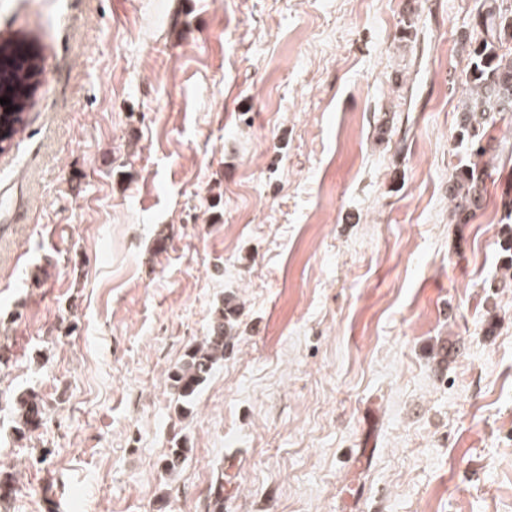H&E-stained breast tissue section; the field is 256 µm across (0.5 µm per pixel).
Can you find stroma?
<instances>
[{"mask_svg":"<svg viewBox=\"0 0 512 512\" xmlns=\"http://www.w3.org/2000/svg\"><path fill=\"white\" fill-rule=\"evenodd\" d=\"M478 5L0 0L48 75L0 153V390L46 402L22 444L0 410L10 512H206L231 460L232 512H512L511 112L448 213ZM224 329L223 302L207 336L193 346L185 358L168 373L167 379L178 396L182 411L193 404L214 368L224 361V348L228 339Z\"/></svg>","mask_w":512,"mask_h":512,"instance_id":"1","label":"stroma"}]
</instances>
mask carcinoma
<instances>
[{
  "instance_id": "1",
  "label": "carcinoma",
  "mask_w": 512,
  "mask_h": 512,
  "mask_svg": "<svg viewBox=\"0 0 512 512\" xmlns=\"http://www.w3.org/2000/svg\"><path fill=\"white\" fill-rule=\"evenodd\" d=\"M480 38L461 42L468 59L462 76L466 95L461 111L458 144L464 157L455 167L448 186V200L455 223L467 224L485 204L486 182L498 156L497 138L491 127L497 114L512 112V0H481L475 19ZM36 54L30 44L0 46V73L8 72L13 54ZM23 108L0 109V144L11 141L23 120ZM504 255L503 277L512 280V227L500 242ZM224 309H218L207 336L185 355L168 373L170 387L181 406L193 404L197 393L216 366L224 361L227 336ZM14 434L19 439L32 436L44 424L45 401L35 390H27L7 399ZM190 449L174 443L164 458L163 468L175 473L187 460ZM17 491L13 472L0 461V505L9 503ZM208 512H224V472H219L208 491Z\"/></svg>"
}]
</instances>
